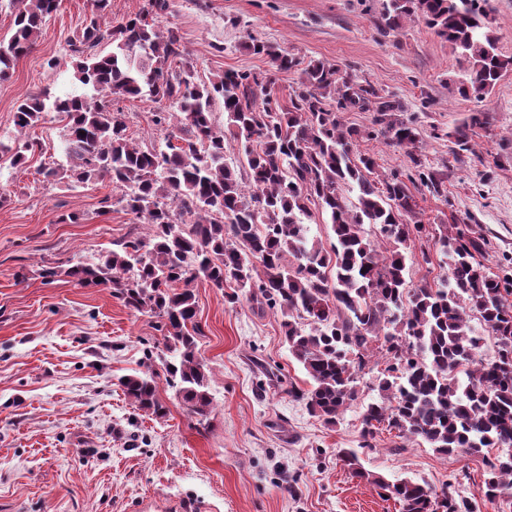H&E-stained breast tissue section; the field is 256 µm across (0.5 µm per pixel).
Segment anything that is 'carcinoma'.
Here are the masks:
<instances>
[{
    "label": "carcinoma",
    "mask_w": 512,
    "mask_h": 512,
    "mask_svg": "<svg viewBox=\"0 0 512 512\" xmlns=\"http://www.w3.org/2000/svg\"><path fill=\"white\" fill-rule=\"evenodd\" d=\"M15 32L0 43V80L13 60L33 44L59 0H11ZM483 0H389L382 23L389 31L421 16L469 63L458 93L482 98L512 72V56L498 51ZM168 0H145L143 9L116 25L92 18L68 41L81 92L54 99L26 98L14 113L26 130L55 113L65 122L66 163L47 177L79 185L106 176L120 191L117 203L143 221L138 232L114 243L96 264H76L67 276L83 287L103 286L138 312L157 318L165 340L156 368L147 351L145 369L120 380L140 409L166 414L157 378L194 415L207 417L210 369L198 356L193 285L200 279L224 292V302L248 300L281 316L292 357L310 389L288 388L311 415L327 425L350 407L362 373L380 356V401L362 416V447H373L381 428L403 439H420L443 455L480 456L488 477L480 492L493 499L512 490V274L490 272L487 241L469 224H441L431 235L446 273L432 285L406 287L410 242L425 231L408 185L393 174L373 179L372 157L354 154L367 132L348 126L346 112H372L389 144L414 149L419 132L390 94L371 83L340 75L322 61L304 69L289 103H279L273 80L229 69L207 83L196 81L180 36L149 17ZM112 45L106 55L97 52ZM246 48L288 71L298 61L287 52L251 40ZM149 96L165 102L154 123L169 130L162 147L130 142L120 99ZM224 107V127L212 106ZM480 114L450 137L469 149V130ZM241 142L240 163L224 158L227 137ZM420 185L442 194V182L413 158ZM357 189L348 204L343 187ZM328 218L330 248L309 235L311 207ZM478 318L476 330L472 318ZM495 340L493 359H476L485 337ZM353 476L366 480L402 512H471L453 486L437 493L403 480L388 483L341 451Z\"/></svg>",
    "instance_id": "obj_1"
}]
</instances>
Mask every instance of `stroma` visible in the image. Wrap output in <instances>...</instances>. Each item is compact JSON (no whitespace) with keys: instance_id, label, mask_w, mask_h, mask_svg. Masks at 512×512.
<instances>
[{"instance_id":"1","label":"stroma","mask_w":512,"mask_h":512,"mask_svg":"<svg viewBox=\"0 0 512 512\" xmlns=\"http://www.w3.org/2000/svg\"><path fill=\"white\" fill-rule=\"evenodd\" d=\"M386 0H169L155 22L176 31L199 81L228 69L263 73L267 57L244 46L246 36L323 61L341 75L367 80L394 95L418 129L415 155L384 137L361 139L356 151L373 157L382 176L414 174L422 161L443 182L436 196L412 185L428 231L471 224L488 240L492 272L512 258V72L483 99L462 98L456 86L466 64L422 19L383 29ZM92 13L90 0H61L32 48L0 81V143H31L25 164L0 155V512H146L192 505L200 512H399L374 486L353 477L338 457L356 450L364 469L394 483L410 479L438 490L453 485L472 512H512V493L479 491L485 466L466 454L445 456L421 441L380 432L360 445L362 412L378 392L376 373L358 385V398L336 425L312 416L288 394L307 388L292 358L281 319L249 301L225 304L222 291L195 284L204 334L197 352L210 367L212 409L190 414L173 390L159 384L167 414L137 409L118 385L142 368L146 350L163 351L151 314L139 313L110 289L82 287L67 277L77 263L98 262L135 222L106 177L71 187L44 176L60 160L59 119L18 134L13 116L24 98L77 90L69 39ZM59 65L47 69L48 58ZM136 143H162L149 97L115 104ZM489 116L470 150L448 134L473 113ZM78 223H71V216ZM57 275L44 281L41 272Z\"/></svg>"}]
</instances>
